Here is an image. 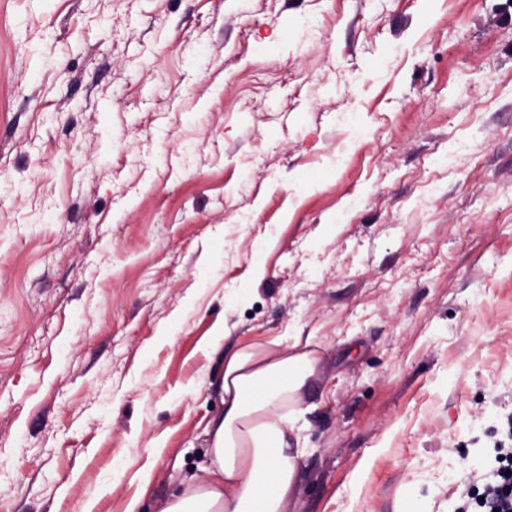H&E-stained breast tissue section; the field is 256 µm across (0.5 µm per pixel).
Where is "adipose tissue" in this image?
I'll use <instances>...</instances> for the list:
<instances>
[{"label":"adipose tissue","instance_id":"1","mask_svg":"<svg viewBox=\"0 0 512 512\" xmlns=\"http://www.w3.org/2000/svg\"><path fill=\"white\" fill-rule=\"evenodd\" d=\"M316 362L313 351L276 341L226 352L224 413L206 426V476L161 501L157 512H287L305 451L283 407L306 387Z\"/></svg>","mask_w":512,"mask_h":512}]
</instances>
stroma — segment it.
<instances>
[{
	"label": "stroma",
	"instance_id": "1",
	"mask_svg": "<svg viewBox=\"0 0 512 512\" xmlns=\"http://www.w3.org/2000/svg\"><path fill=\"white\" fill-rule=\"evenodd\" d=\"M299 336L295 512H463L512 433V0H0V512H155L225 351Z\"/></svg>",
	"mask_w": 512,
	"mask_h": 512
}]
</instances>
